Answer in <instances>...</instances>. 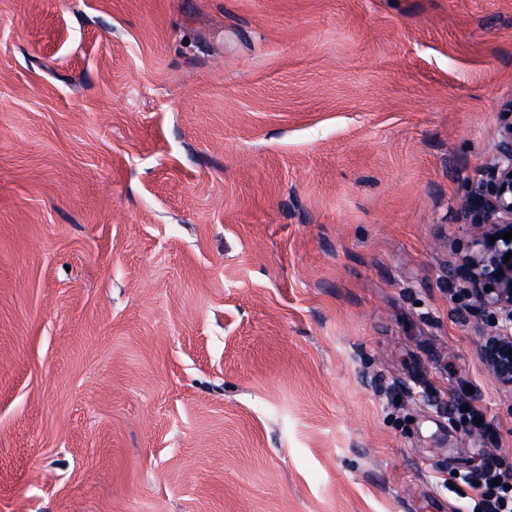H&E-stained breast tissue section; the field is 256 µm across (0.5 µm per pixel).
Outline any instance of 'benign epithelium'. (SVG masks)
I'll list each match as a JSON object with an SVG mask.
<instances>
[{"instance_id":"benign-epithelium-1","label":"benign epithelium","mask_w":512,"mask_h":512,"mask_svg":"<svg viewBox=\"0 0 512 512\" xmlns=\"http://www.w3.org/2000/svg\"><path fill=\"white\" fill-rule=\"evenodd\" d=\"M499 140L485 176L466 197L463 210L479 250L462 259L457 275L471 284L470 298L484 320L480 358L490 375L512 389V100L501 105ZM498 236L495 242L490 238Z\"/></svg>"}]
</instances>
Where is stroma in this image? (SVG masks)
Returning <instances> with one entry per match:
<instances>
[{
  "mask_svg": "<svg viewBox=\"0 0 512 512\" xmlns=\"http://www.w3.org/2000/svg\"><path fill=\"white\" fill-rule=\"evenodd\" d=\"M511 99L512 0H0V512H466ZM500 116L493 158L463 204L479 250L462 259L457 275L471 284L473 306L487 326L478 346L480 358L493 378L512 389V254L504 263L512 238L503 239L505 232H512V100L501 105ZM496 234L498 239L491 243Z\"/></svg>",
  "mask_w": 512,
  "mask_h": 512,
  "instance_id": "stroma-1",
  "label": "stroma"
}]
</instances>
